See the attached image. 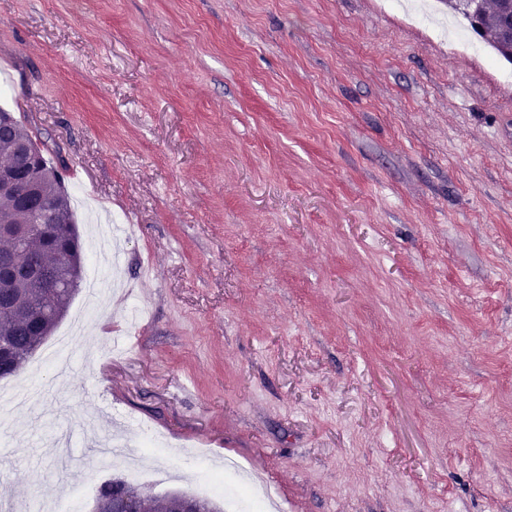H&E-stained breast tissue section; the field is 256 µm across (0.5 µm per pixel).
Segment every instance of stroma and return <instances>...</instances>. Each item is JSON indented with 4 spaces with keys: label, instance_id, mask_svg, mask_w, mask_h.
Returning a JSON list of instances; mask_svg holds the SVG:
<instances>
[{
    "label": "stroma",
    "instance_id": "obj_1",
    "mask_svg": "<svg viewBox=\"0 0 512 512\" xmlns=\"http://www.w3.org/2000/svg\"><path fill=\"white\" fill-rule=\"evenodd\" d=\"M403 0H0V108L125 242L0 444L25 512L150 470L257 512H512V64ZM122 414L125 460L84 437ZM164 440L142 447L143 425Z\"/></svg>",
    "mask_w": 512,
    "mask_h": 512
}]
</instances>
